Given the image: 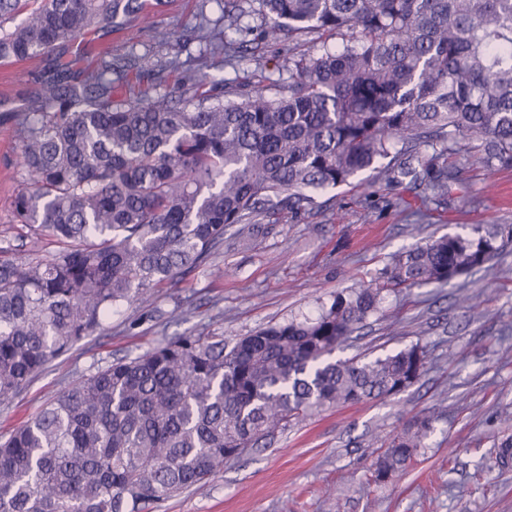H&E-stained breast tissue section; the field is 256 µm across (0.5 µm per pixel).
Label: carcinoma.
Segmentation results:
<instances>
[{
    "mask_svg": "<svg viewBox=\"0 0 512 512\" xmlns=\"http://www.w3.org/2000/svg\"><path fill=\"white\" fill-rule=\"evenodd\" d=\"M240 2L224 0V29L239 30ZM259 2L266 40L336 35L342 47L289 56L272 95L226 99L224 79L200 73L118 103L112 76L158 79L183 62L105 55L80 78L66 51L121 16L149 20L142 0H0V60L55 53L17 122L26 190L14 213L61 244L47 261L0 249V404L114 311L178 283L237 224L305 213L314 194L370 168L445 208L458 181L446 155L462 143L485 167L512 168V0ZM198 17L205 51H236ZM496 238L441 236L315 319L232 343L182 336L72 380L0 438V512H144L292 420L399 393L425 367L420 344L370 362L331 356L383 291L450 282L493 258ZM430 431L424 417L397 434L375 478L405 470Z\"/></svg>",
    "mask_w": 512,
    "mask_h": 512,
    "instance_id": "1",
    "label": "carcinoma"
}]
</instances>
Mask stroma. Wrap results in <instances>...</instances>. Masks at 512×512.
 I'll list each match as a JSON object with an SVG mask.
<instances>
[{"label": "stroma", "instance_id": "35a3bbf8", "mask_svg": "<svg viewBox=\"0 0 512 512\" xmlns=\"http://www.w3.org/2000/svg\"><path fill=\"white\" fill-rule=\"evenodd\" d=\"M242 56L232 66L206 62L207 73L228 88L277 78L275 60L288 41L264 44L258 0H243ZM221 14L218 0H170L147 27L120 20L101 50L113 58L149 55L162 62L199 54L190 29L198 11ZM180 43L161 40L158 29ZM44 56L0 62V248L19 258L48 260L58 251L43 237L37 253L29 230L17 223L12 202L22 187L16 120L46 78ZM465 201L417 219L422 190L393 189L375 170L318 193L299 217L284 213L247 229H230L204 263L174 286L163 284L149 301L123 306L104 329L85 337L39 372L27 389L0 404V432L39 411L77 376L142 354L178 336L221 335L225 340L261 327L317 316L337 295L373 284L397 251L473 228H512V169L490 170L461 148L448 157ZM470 303H462V296ZM428 358L417 382L404 391L348 404L290 424L270 446L221 467L200 490L154 504L150 512H512V464H498L512 438V239L485 267L445 285L385 293L379 311L337 350L340 359L368 361L412 344ZM432 430L410 465L383 481L374 463L390 439L417 418Z\"/></svg>", "mask_w": 512, "mask_h": 512}]
</instances>
